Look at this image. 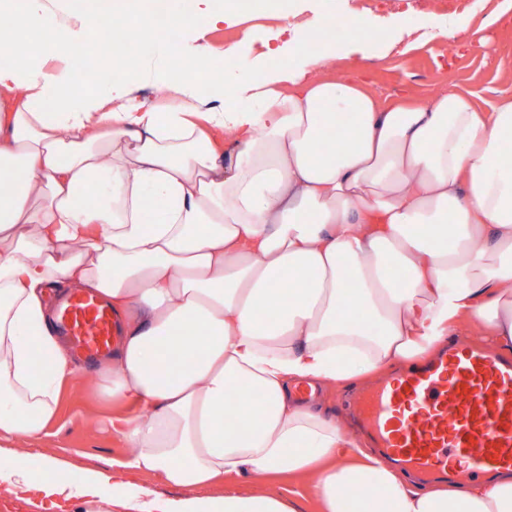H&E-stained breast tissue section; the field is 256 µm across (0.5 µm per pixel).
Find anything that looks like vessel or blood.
I'll list each match as a JSON object with an SVG mask.
<instances>
[{
	"instance_id": "vessel-or-blood-1",
	"label": "vessel or blood",
	"mask_w": 512,
	"mask_h": 512,
	"mask_svg": "<svg viewBox=\"0 0 512 512\" xmlns=\"http://www.w3.org/2000/svg\"><path fill=\"white\" fill-rule=\"evenodd\" d=\"M59 327L76 352L109 351L119 323L98 297L74 292ZM374 445L415 473L436 479L486 476L512 467V358L451 347L378 385L359 406Z\"/></svg>"
}]
</instances>
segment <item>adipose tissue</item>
Masks as SVG:
<instances>
[{
  "label": "adipose tissue",
  "instance_id": "1",
  "mask_svg": "<svg viewBox=\"0 0 512 512\" xmlns=\"http://www.w3.org/2000/svg\"><path fill=\"white\" fill-rule=\"evenodd\" d=\"M118 13L67 0H0V495L78 499L81 512H297L270 493L204 497L236 474L309 476L320 512H512V469L411 482L299 399L436 353L462 322L512 352V96L489 108L452 89L381 105L364 79L316 78L383 50L361 35L302 42L284 26L251 67L224 71L212 0L169 11L189 37L68 62ZM127 72L124 80L113 71ZM158 104L139 96L140 83ZM333 136L336 149L316 155ZM353 287H345V279ZM97 295L124 321L109 360L81 369L53 333L47 288ZM87 377L132 418L107 420L128 453L182 489L166 499L34 448L62 382ZM246 386L236 424L231 387Z\"/></svg>",
  "mask_w": 512,
  "mask_h": 512
}]
</instances>
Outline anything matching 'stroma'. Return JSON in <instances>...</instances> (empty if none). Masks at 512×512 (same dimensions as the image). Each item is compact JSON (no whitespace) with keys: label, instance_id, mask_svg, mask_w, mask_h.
<instances>
[{"label":"stroma","instance_id":"obj_1","mask_svg":"<svg viewBox=\"0 0 512 512\" xmlns=\"http://www.w3.org/2000/svg\"><path fill=\"white\" fill-rule=\"evenodd\" d=\"M296 19L317 26L321 15H335L333 31L337 40L347 38L353 18L364 17V36L373 38L397 28L433 25L440 21L460 20L482 39L470 44H452L450 39H404L382 56L364 60L337 59L334 66L319 69L322 79H336L355 72L363 73L370 91L382 103L408 92L427 98L442 89H466L482 107L499 96L512 94V21H502L505 0H465L464 6L431 5L427 0H288ZM242 21L233 27L219 28L209 35L210 42L230 49L232 66L241 65L262 49V43L282 27L278 11L244 10ZM365 379L321 390L320 397L328 414L348 434H360L353 411L363 390L372 387ZM134 405L104 399L84 378L65 381L59 392L55 420L44 431L41 446L46 455L67 461L74 474L86 470L111 468L127 450L123 443L103 428L106 419L133 417ZM266 490L284 499L295 500L301 512H318L310 481L303 476L274 474L263 482Z\"/></svg>","mask_w":512,"mask_h":512}]
</instances>
